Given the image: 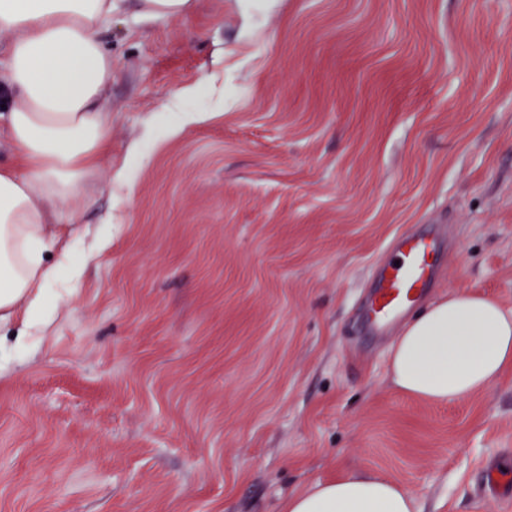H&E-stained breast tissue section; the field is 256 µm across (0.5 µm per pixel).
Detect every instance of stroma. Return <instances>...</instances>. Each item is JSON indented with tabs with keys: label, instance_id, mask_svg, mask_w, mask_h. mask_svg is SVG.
<instances>
[{
	"label": "stroma",
	"instance_id": "35a3bbf8",
	"mask_svg": "<svg viewBox=\"0 0 512 512\" xmlns=\"http://www.w3.org/2000/svg\"><path fill=\"white\" fill-rule=\"evenodd\" d=\"M103 38L79 292L28 347L0 327V512H280L348 470L501 512L481 476L512 468V371L422 402L358 314L432 224L428 300L512 309V0H121ZM171 106L195 121L151 136ZM142 15L151 18H178L191 10L193 0H137Z\"/></svg>",
	"mask_w": 512,
	"mask_h": 512
}]
</instances>
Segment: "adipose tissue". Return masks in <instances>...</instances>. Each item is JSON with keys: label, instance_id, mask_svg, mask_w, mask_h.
Here are the masks:
<instances>
[{"label": "adipose tissue", "instance_id": "1", "mask_svg": "<svg viewBox=\"0 0 512 512\" xmlns=\"http://www.w3.org/2000/svg\"><path fill=\"white\" fill-rule=\"evenodd\" d=\"M116 0H0L12 41L0 65V135L17 164L0 167V325L21 319L19 344L48 324L56 285L82 269L60 246L81 231L89 186L109 150L102 109L112 84L103 30ZM59 252L51 264L48 254ZM512 368V310L469 292L442 296L389 349V378L427 402L463 401ZM402 485L351 471L288 495L282 512H416Z\"/></svg>", "mask_w": 512, "mask_h": 512}]
</instances>
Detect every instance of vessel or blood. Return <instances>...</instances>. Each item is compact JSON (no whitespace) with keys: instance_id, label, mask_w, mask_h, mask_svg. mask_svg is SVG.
Instances as JSON below:
<instances>
[{"instance_id":"b4317fda","label":"vessel or blood","mask_w":512,"mask_h":512,"mask_svg":"<svg viewBox=\"0 0 512 512\" xmlns=\"http://www.w3.org/2000/svg\"><path fill=\"white\" fill-rule=\"evenodd\" d=\"M444 241L438 231L404 234L395 242V260L375 277L364 314L366 330L385 334L388 327L414 308L433 284Z\"/></svg>"}]
</instances>
